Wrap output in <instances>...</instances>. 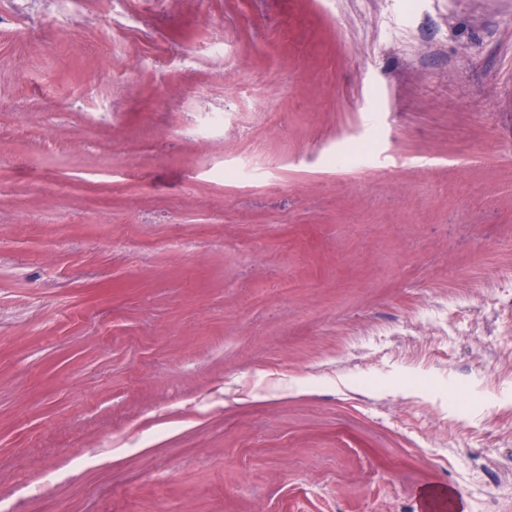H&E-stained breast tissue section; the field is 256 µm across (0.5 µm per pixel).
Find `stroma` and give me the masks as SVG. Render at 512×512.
Returning <instances> with one entry per match:
<instances>
[{"label":"stroma","mask_w":512,"mask_h":512,"mask_svg":"<svg viewBox=\"0 0 512 512\" xmlns=\"http://www.w3.org/2000/svg\"><path fill=\"white\" fill-rule=\"evenodd\" d=\"M1 163L18 512H512V0H0Z\"/></svg>","instance_id":"obj_1"}]
</instances>
